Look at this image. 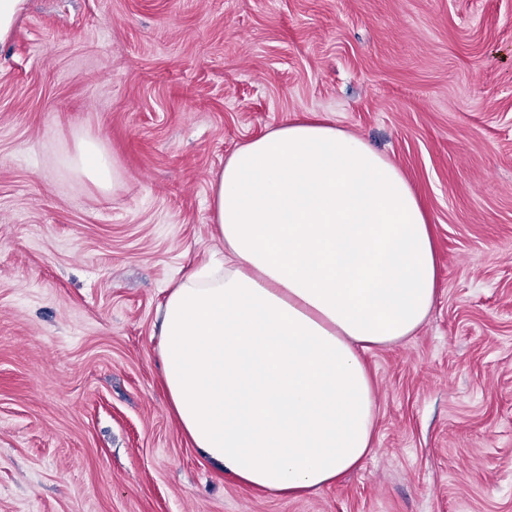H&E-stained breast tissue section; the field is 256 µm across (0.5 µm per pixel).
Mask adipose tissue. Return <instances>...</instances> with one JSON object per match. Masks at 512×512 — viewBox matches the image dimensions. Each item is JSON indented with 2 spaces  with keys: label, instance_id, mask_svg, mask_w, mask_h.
I'll return each mask as SVG.
<instances>
[{
  "label": "adipose tissue",
  "instance_id": "adipose-tissue-1",
  "mask_svg": "<svg viewBox=\"0 0 512 512\" xmlns=\"http://www.w3.org/2000/svg\"><path fill=\"white\" fill-rule=\"evenodd\" d=\"M70 162L98 189L119 180L96 137ZM210 210L223 261L159 306L169 410L241 485L296 498L336 484L375 446L365 352L414 336L435 300L429 214L394 164L316 119L233 152Z\"/></svg>",
  "mask_w": 512,
  "mask_h": 512
}]
</instances>
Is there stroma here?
<instances>
[{"instance_id": "stroma-1", "label": "stroma", "mask_w": 512, "mask_h": 512, "mask_svg": "<svg viewBox=\"0 0 512 512\" xmlns=\"http://www.w3.org/2000/svg\"><path fill=\"white\" fill-rule=\"evenodd\" d=\"M310 114L412 183L439 284L365 355L375 451L282 498L181 433L158 308L224 249L225 158ZM83 134L116 190L69 166ZM0 512H512V0H29L0 45Z\"/></svg>"}]
</instances>
